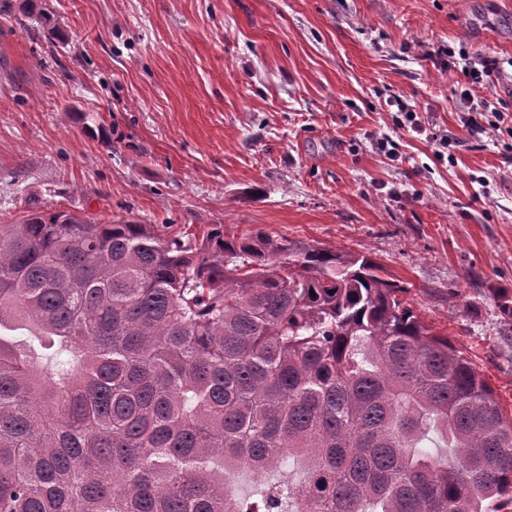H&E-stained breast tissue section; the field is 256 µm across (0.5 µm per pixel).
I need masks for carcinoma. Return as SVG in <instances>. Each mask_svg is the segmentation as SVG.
Wrapping results in <instances>:
<instances>
[{"label":"carcinoma","mask_w":512,"mask_h":512,"mask_svg":"<svg viewBox=\"0 0 512 512\" xmlns=\"http://www.w3.org/2000/svg\"><path fill=\"white\" fill-rule=\"evenodd\" d=\"M404 291L261 232L0 224V512H512V416Z\"/></svg>","instance_id":"obj_1"}]
</instances>
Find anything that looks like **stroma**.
I'll return each instance as SVG.
<instances>
[{"mask_svg":"<svg viewBox=\"0 0 512 512\" xmlns=\"http://www.w3.org/2000/svg\"><path fill=\"white\" fill-rule=\"evenodd\" d=\"M442 43L512 61V0H0V222L369 255L511 415L512 137L471 129Z\"/></svg>","mask_w":512,"mask_h":512,"instance_id":"35a3bbf8","label":"stroma"}]
</instances>
